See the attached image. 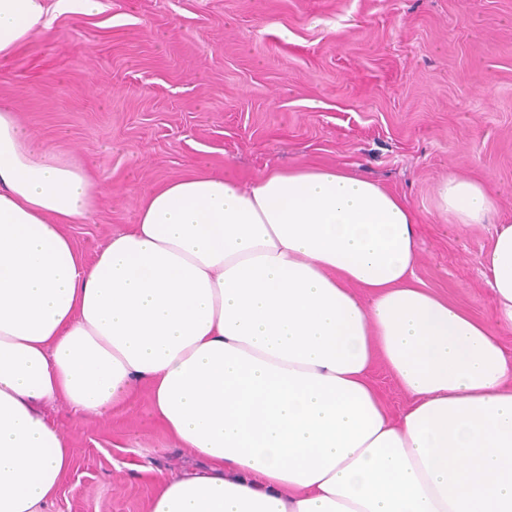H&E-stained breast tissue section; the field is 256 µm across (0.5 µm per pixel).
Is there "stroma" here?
I'll return each instance as SVG.
<instances>
[{"mask_svg": "<svg viewBox=\"0 0 512 512\" xmlns=\"http://www.w3.org/2000/svg\"><path fill=\"white\" fill-rule=\"evenodd\" d=\"M52 13L0 61V102L95 183L66 225L86 261L138 220L146 190L197 166L248 184L269 168L338 167L404 198L422 284L494 328L483 275L512 224V0H99ZM483 182L494 210L464 228L442 180ZM50 415L72 463L46 512H146L160 478L201 467L146 391L103 415Z\"/></svg>", "mask_w": 512, "mask_h": 512, "instance_id": "stroma-1", "label": "stroma"}]
</instances>
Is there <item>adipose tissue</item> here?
<instances>
[{
    "label": "adipose tissue",
    "mask_w": 512,
    "mask_h": 512,
    "mask_svg": "<svg viewBox=\"0 0 512 512\" xmlns=\"http://www.w3.org/2000/svg\"><path fill=\"white\" fill-rule=\"evenodd\" d=\"M73 2L99 6L0 0V59ZM94 196L0 104V512H44L71 465L43 404L100 413L140 388L205 462L161 480L148 512H512V358L419 286L397 194L336 167L247 185L197 167L88 263L63 227ZM439 206L478 226L493 201L451 176ZM484 269L512 329V224ZM378 361L411 399L399 417L369 380Z\"/></svg>",
    "instance_id": "obj_1"
}]
</instances>
